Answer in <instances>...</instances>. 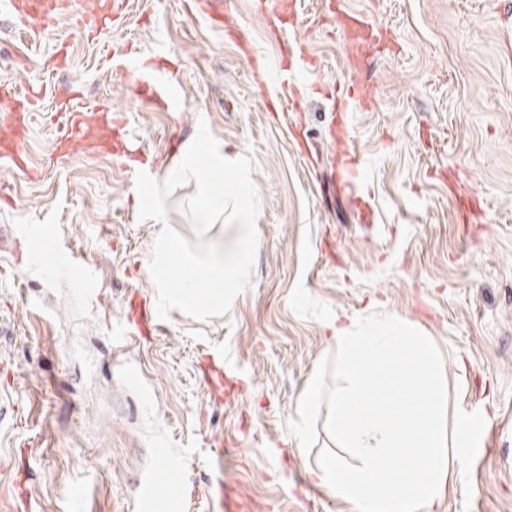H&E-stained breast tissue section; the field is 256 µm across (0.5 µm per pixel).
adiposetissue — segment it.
Here are the masks:
<instances>
[{
  "label": "adipose tissue",
  "instance_id": "obj_1",
  "mask_svg": "<svg viewBox=\"0 0 512 512\" xmlns=\"http://www.w3.org/2000/svg\"><path fill=\"white\" fill-rule=\"evenodd\" d=\"M344 384L323 399L319 379L305 385L298 442L327 403L336 452L311 470L314 485L350 502L354 512H438L452 480L462 479L476 416L448 413V383L434 345L409 321L384 317L333 329ZM386 392L388 403L376 401Z\"/></svg>",
  "mask_w": 512,
  "mask_h": 512
}]
</instances>
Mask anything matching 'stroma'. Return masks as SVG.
I'll return each mask as SVG.
<instances>
[{"instance_id":"stroma-1","label":"stroma","mask_w":512,"mask_h":512,"mask_svg":"<svg viewBox=\"0 0 512 512\" xmlns=\"http://www.w3.org/2000/svg\"><path fill=\"white\" fill-rule=\"evenodd\" d=\"M218 2L253 60L197 14L198 0H127L95 41L74 19L97 0H74L33 35L0 11V81L41 91L22 145L28 171L0 166V512L24 495L43 512H139L135 486L161 443L196 489L186 512H214L219 480L250 512H352L309 480L333 447L324 415L305 449L295 439L307 381L319 377L327 396L341 384L326 328L339 315L412 322L439 355L449 413L487 410L480 424L494 433L439 512H512V29L502 24L512 0H340L391 39L361 71L329 0H296L290 32L318 61L317 80L373 86L372 109L345 114L367 225L340 188L328 102L308 82L286 116L260 97L280 63L270 22L282 0ZM129 49L162 54L183 90L179 111L114 72ZM65 88L77 106L123 113L135 157H56ZM202 119L226 158L255 161L256 266L228 314L201 322L174 309L144 338L125 302L137 293L156 305L161 225L139 219L135 175L164 179ZM117 359L133 378L115 373ZM217 438L242 454L218 456Z\"/></svg>"}]
</instances>
